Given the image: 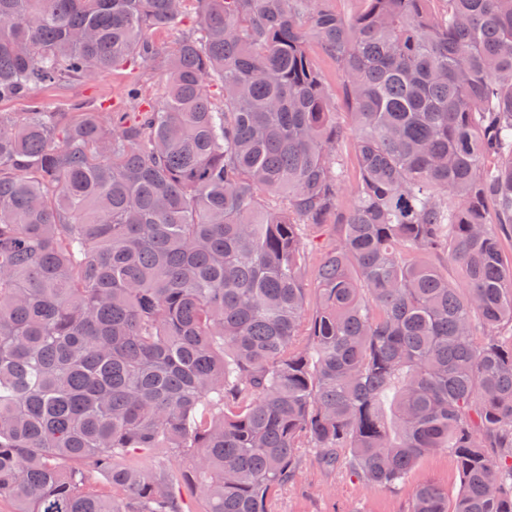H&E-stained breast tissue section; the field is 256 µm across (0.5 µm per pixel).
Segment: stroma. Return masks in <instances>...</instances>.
I'll return each instance as SVG.
<instances>
[{
  "mask_svg": "<svg viewBox=\"0 0 512 512\" xmlns=\"http://www.w3.org/2000/svg\"><path fill=\"white\" fill-rule=\"evenodd\" d=\"M128 71L103 76L98 82H76L42 90L41 98L59 110L76 102H104L114 108H128ZM434 483L456 497L461 480L452 456L439 451L425 457L396 488L374 490L354 475L323 467L314 452L303 454L295 479L281 489L271 503L272 512H409L417 486Z\"/></svg>",
  "mask_w": 512,
  "mask_h": 512,
  "instance_id": "obj_1",
  "label": "stroma"
}]
</instances>
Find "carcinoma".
Listing matches in <instances>:
<instances>
[{
  "label": "carcinoma",
  "mask_w": 512,
  "mask_h": 512,
  "mask_svg": "<svg viewBox=\"0 0 512 512\" xmlns=\"http://www.w3.org/2000/svg\"><path fill=\"white\" fill-rule=\"evenodd\" d=\"M363 2L0 0V101L32 100L0 112L13 512H185L170 459L205 512H271L306 449L372 489L445 450L453 505L427 483L410 512H512V0ZM120 67L162 100L32 99ZM311 55L316 66L321 70L325 78L329 83V107L332 111L337 112L336 117L338 121H348V116L342 89L339 83L336 81V69L330 60L319 46L314 43L311 46ZM137 79L141 86L142 107L149 104H156L160 100L162 92V76L158 71L152 69L140 70Z\"/></svg>",
  "instance_id": "carcinoma-1"
}]
</instances>
